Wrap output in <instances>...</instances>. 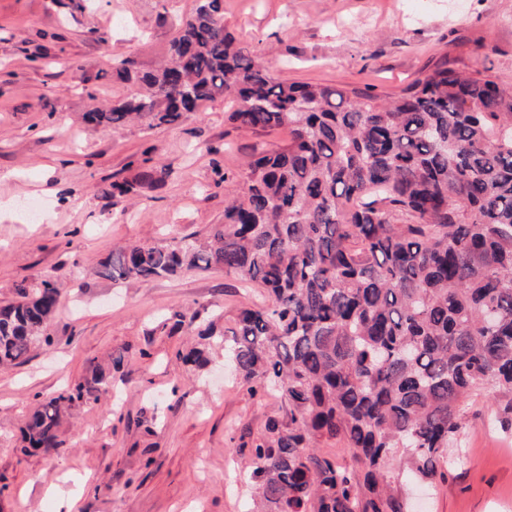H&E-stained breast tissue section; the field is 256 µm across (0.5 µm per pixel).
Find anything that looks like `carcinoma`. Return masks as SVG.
<instances>
[{
    "label": "carcinoma",
    "instance_id": "carcinoma-1",
    "mask_svg": "<svg viewBox=\"0 0 512 512\" xmlns=\"http://www.w3.org/2000/svg\"><path fill=\"white\" fill-rule=\"evenodd\" d=\"M221 2L199 0L167 63L86 120L162 128L224 97L235 128L286 127L288 141L249 157L206 237L116 247L98 273L222 269L263 289L224 344L250 391L286 406L254 446L258 512H407L395 449L433 483L472 394L490 387L512 410V83L446 57L396 95L288 83L226 30ZM168 176L150 166L102 192L133 197ZM59 294L21 284L0 305V367L50 343ZM109 383L92 361L37 403L23 451L59 448L65 414Z\"/></svg>",
    "mask_w": 512,
    "mask_h": 512
}]
</instances>
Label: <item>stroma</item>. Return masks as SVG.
I'll use <instances>...</instances> for the list:
<instances>
[{
    "label": "stroma",
    "mask_w": 512,
    "mask_h": 512,
    "mask_svg": "<svg viewBox=\"0 0 512 512\" xmlns=\"http://www.w3.org/2000/svg\"><path fill=\"white\" fill-rule=\"evenodd\" d=\"M196 0H0V305L18 284L50 280L61 291L48 326L52 346L0 368V512H252L251 447L282 415L274 394H252L224 363L177 356L209 321L233 326L260 288L215 269L115 283L97 268L113 246L170 243L224 221V193L240 181L259 137L226 120L230 100L204 103L182 123L106 131L85 112L125 98L137 74L169 58ZM224 24L280 80L396 94L441 58L491 67L512 79V0H223ZM169 169L164 184L115 200L104 184L144 160ZM181 313L177 329H158ZM119 354L112 388L71 410L61 448L25 454L30 407L82 376L90 360ZM452 452L469 454L434 489L396 469L414 512H512V412L486 388L464 406Z\"/></svg>",
    "instance_id": "stroma-1"
}]
</instances>
